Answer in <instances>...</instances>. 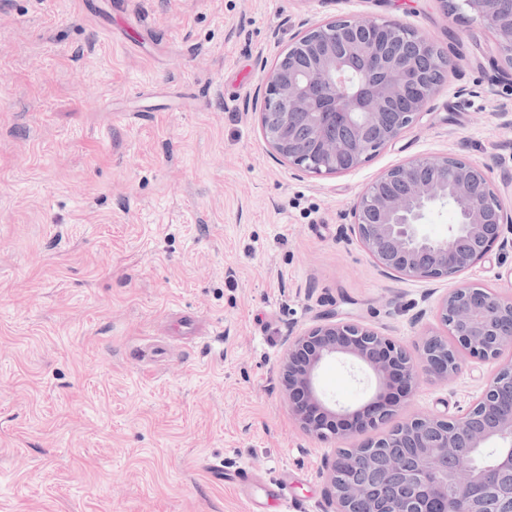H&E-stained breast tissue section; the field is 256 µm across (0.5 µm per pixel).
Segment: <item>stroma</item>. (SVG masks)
Segmentation results:
<instances>
[{
    "instance_id": "35a3bbf8",
    "label": "stroma",
    "mask_w": 512,
    "mask_h": 512,
    "mask_svg": "<svg viewBox=\"0 0 512 512\" xmlns=\"http://www.w3.org/2000/svg\"><path fill=\"white\" fill-rule=\"evenodd\" d=\"M386 16L455 64L429 110L355 171L277 160L259 90L309 26ZM491 36L439 0H0V512H247L208 462L291 477V512H325L339 442L283 395L288 336L329 314L407 348L441 332L452 279L385 274L349 211L382 170L455 154L512 208V78ZM465 281L512 293V248ZM219 328L224 349L198 331ZM489 366L420 374L398 420L452 416ZM324 398L375 387L345 356Z\"/></svg>"
}]
</instances>
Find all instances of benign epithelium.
I'll use <instances>...</instances> for the list:
<instances>
[{
    "mask_svg": "<svg viewBox=\"0 0 512 512\" xmlns=\"http://www.w3.org/2000/svg\"><path fill=\"white\" fill-rule=\"evenodd\" d=\"M491 34L512 72V0H440ZM447 52L424 32L387 17H337L303 32L265 73L259 109L271 152L294 168L339 175L360 168L426 112L452 72ZM452 208L448 237L423 220ZM351 227L382 271L406 280L455 278L499 241L512 247L505 208L487 167L448 153L411 157L379 173L351 208ZM443 333L410 352L355 320L327 316L288 338L281 374L302 428L347 441L391 421L419 371L446 382L465 356L492 364L483 391L457 416L422 414L364 442L347 441L326 463L333 512H512V294L465 281L437 307ZM338 355L365 364L376 391L353 412L328 406L321 364ZM495 448L493 463L477 453Z\"/></svg>",
    "mask_w": 512,
    "mask_h": 512,
    "instance_id": "7a95c632",
    "label": "benign epithelium"
}]
</instances>
